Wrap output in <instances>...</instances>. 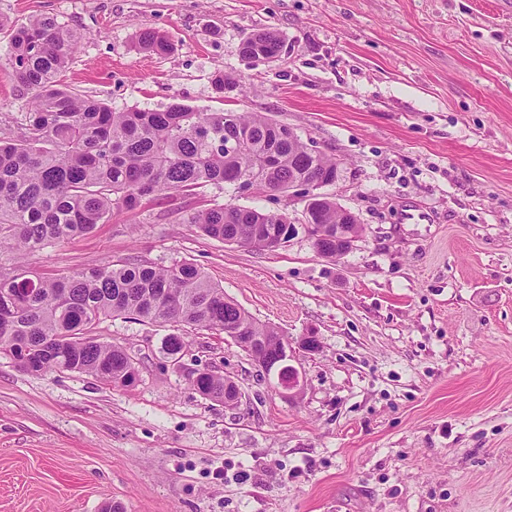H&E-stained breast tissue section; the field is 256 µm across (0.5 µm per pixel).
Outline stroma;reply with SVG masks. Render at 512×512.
<instances>
[{"label": "stroma", "mask_w": 512, "mask_h": 512, "mask_svg": "<svg viewBox=\"0 0 512 512\" xmlns=\"http://www.w3.org/2000/svg\"><path fill=\"white\" fill-rule=\"evenodd\" d=\"M57 18L82 41L65 74L116 111L180 103L259 112L335 159L325 194L364 227L338 260L298 233L255 250L203 235L214 206L284 212L296 196L206 187L114 211L27 255L44 276L109 261H190L297 343L282 396L223 332L183 358L231 378L232 408L168 362L172 326L106 318L132 386L32 375L0 354V512H512V0H0V18ZM152 29L173 50L139 48ZM274 31L277 61L240 53ZM0 32V128L28 94ZM223 69L232 82L216 93ZM429 224H411L413 209Z\"/></svg>", "instance_id": "1"}]
</instances>
